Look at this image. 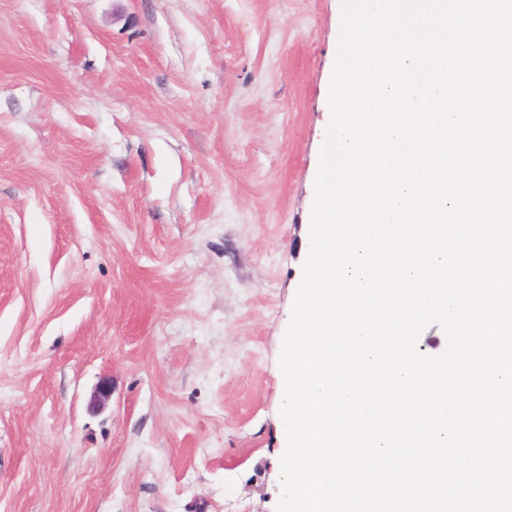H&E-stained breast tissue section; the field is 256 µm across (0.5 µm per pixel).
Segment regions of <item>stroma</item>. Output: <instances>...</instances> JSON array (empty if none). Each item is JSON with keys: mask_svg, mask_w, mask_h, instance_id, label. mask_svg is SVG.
Here are the masks:
<instances>
[{"mask_svg": "<svg viewBox=\"0 0 512 512\" xmlns=\"http://www.w3.org/2000/svg\"><path fill=\"white\" fill-rule=\"evenodd\" d=\"M341 23L0 0V512H276Z\"/></svg>", "mask_w": 512, "mask_h": 512, "instance_id": "obj_1", "label": "stroma"}]
</instances>
